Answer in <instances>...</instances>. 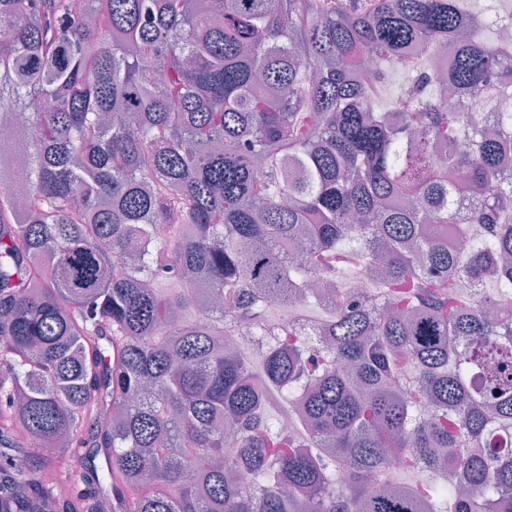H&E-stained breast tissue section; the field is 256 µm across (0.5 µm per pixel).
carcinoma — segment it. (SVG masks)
Instances as JSON below:
<instances>
[{"mask_svg":"<svg viewBox=\"0 0 512 512\" xmlns=\"http://www.w3.org/2000/svg\"><path fill=\"white\" fill-rule=\"evenodd\" d=\"M489 28L464 0H0V154L29 157L0 163V512L67 505L76 446L89 512H512V112L488 135L353 76L453 37L490 106ZM315 278L326 344L224 351Z\"/></svg>","mask_w":512,"mask_h":512,"instance_id":"obj_1","label":"carcinoma"}]
</instances>
